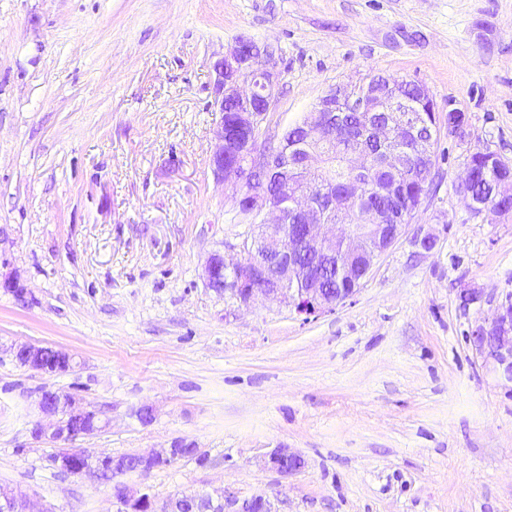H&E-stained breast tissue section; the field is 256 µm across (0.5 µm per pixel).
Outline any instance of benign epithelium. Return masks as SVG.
<instances>
[{"instance_id":"obj_1","label":"benign epithelium","mask_w":512,"mask_h":512,"mask_svg":"<svg viewBox=\"0 0 512 512\" xmlns=\"http://www.w3.org/2000/svg\"><path fill=\"white\" fill-rule=\"evenodd\" d=\"M278 50L271 45L254 42L244 47L235 42L223 58L212 65V92L209 110L224 113V102L231 99L245 104L238 112V129L247 133L241 167L224 165V152L228 142L224 121L214 130L215 147L209 157L214 178L232 191L240 212L262 218L259 233L246 240V256L237 263H228L224 253L210 254L205 265L206 285L217 288V272H224V292L239 302L248 304L258 296L288 304L297 314L311 316L332 311L357 292L361 281L356 278L357 262L365 260L373 267L376 260L397 240L403 225L384 223V216L364 205L354 223L331 221L326 213L342 215L336 209V194L327 191L323 177L327 154V134L336 127V113L359 112L363 115V134L386 146L396 145L406 137L419 143L421 153L429 154V133L421 130L422 122L412 100L404 97L399 82L386 80L381 88L372 80L338 85L330 89L303 117L299 126L303 141L298 146L300 155L295 160L277 162L256 139L265 113L249 107L258 98L270 105L278 78L276 58ZM249 87L243 93L241 86ZM261 174L275 177L278 191L274 195L259 191L250 184L251 176ZM470 166L458 191L468 202L470 211L478 214H497L499 210L488 203H480L468 190ZM331 260L341 256L340 274L352 282L353 287L341 288L336 294L327 293L320 278L300 263L305 252ZM473 343L480 353L495 360L505 377L512 382V300L499 306L495 317L476 326L472 331ZM14 360L22 367L45 375L65 373L72 369L73 359L66 351L35 343L11 348ZM40 412L52 419L49 426L37 422L32 428L36 440L70 442L85 435L82 423L97 416L83 402L59 390L44 387L39 391ZM143 463L168 464L184 455L176 445L149 454L91 455L83 453L81 463L75 461V449L60 448L52 463L58 470L73 477L97 478L107 470L121 472L130 466V459ZM267 464L281 474H290L299 468V459L286 448H276L268 454ZM193 499L195 512H209L215 501L224 505V512H271L262 497L239 501L232 493L221 492L180 494L157 504L147 490H121L117 498L130 512H185L188 499ZM0 512H54L52 507L34 508L30 498L14 489L0 496Z\"/></svg>"}]
</instances>
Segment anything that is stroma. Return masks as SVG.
Masks as SVG:
<instances>
[{"label": "stroma", "mask_w": 512, "mask_h": 512, "mask_svg": "<svg viewBox=\"0 0 512 512\" xmlns=\"http://www.w3.org/2000/svg\"><path fill=\"white\" fill-rule=\"evenodd\" d=\"M242 34L279 50L271 147L341 83L412 80L435 102V189L330 312L205 283L209 255L243 258L253 229L208 164L211 65ZM485 146L512 162V0H0V279L26 290L0 288V485L120 512L111 484L57 473L56 443L32 439L50 386L111 421L74 448L206 453L119 476L160 502L512 512V383L469 340L512 297V214H474L457 190ZM20 343L78 366L26 370ZM275 448L299 468L268 467Z\"/></svg>", "instance_id": "stroma-1"}]
</instances>
